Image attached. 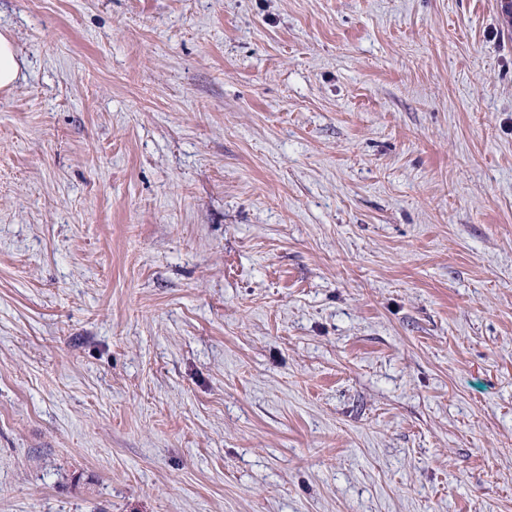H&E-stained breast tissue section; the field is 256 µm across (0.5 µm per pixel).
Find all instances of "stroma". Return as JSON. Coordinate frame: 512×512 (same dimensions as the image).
<instances>
[{
  "mask_svg": "<svg viewBox=\"0 0 512 512\" xmlns=\"http://www.w3.org/2000/svg\"><path fill=\"white\" fill-rule=\"evenodd\" d=\"M0 32V512H512V0ZM20 57L17 46L7 32L0 33V89L11 88L19 74Z\"/></svg>",
  "mask_w": 512,
  "mask_h": 512,
  "instance_id": "35a3bbf8",
  "label": "stroma"
}]
</instances>
